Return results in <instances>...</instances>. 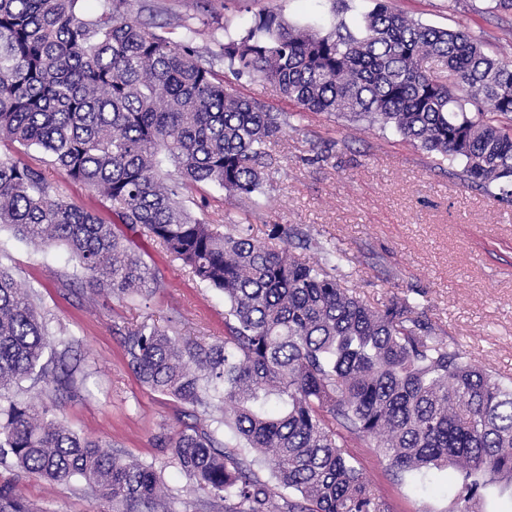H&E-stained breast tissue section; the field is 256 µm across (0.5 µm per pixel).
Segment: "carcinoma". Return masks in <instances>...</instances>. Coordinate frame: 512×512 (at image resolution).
Instances as JSON below:
<instances>
[{"label":"carcinoma","instance_id":"cac0c4a2","mask_svg":"<svg viewBox=\"0 0 512 512\" xmlns=\"http://www.w3.org/2000/svg\"><path fill=\"white\" fill-rule=\"evenodd\" d=\"M0 0V140L41 149L48 163L110 204L113 220L52 194L42 169L0 159V226L68 249L73 277L117 296L143 291L146 268L116 225L156 241L224 293V342L176 345L156 325L126 329L128 364L153 390L224 415L171 442L180 469L224 512H391L350 454L374 448L396 476L453 469L447 512H478L485 489L512 487V383L469 361L403 296L371 307L334 271L343 254L312 265L275 224L268 239L238 224L194 218L185 191L209 184L262 205L277 160L266 143L287 119L216 79L215 66L278 86L302 112L395 130L457 176L512 202V59L488 55L466 28H436L373 0L356 23L346 0L320 32L279 12L219 51L193 47V18L165 26L133 18L130 0ZM430 58L445 75L430 73ZM47 321L34 296L0 270V391L38 373L56 391L66 369L42 363ZM16 466L64 484L83 480L114 512H169L157 471L103 449L35 404L0 408V451ZM265 466L275 485L256 467ZM282 504L274 505V498ZM0 512H26L0 486Z\"/></svg>","mask_w":512,"mask_h":512}]
</instances>
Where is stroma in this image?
<instances>
[{"label": "stroma", "instance_id": "1", "mask_svg": "<svg viewBox=\"0 0 512 512\" xmlns=\"http://www.w3.org/2000/svg\"><path fill=\"white\" fill-rule=\"evenodd\" d=\"M395 8L425 24L468 28L495 57L512 54V14L489 10L488 0H392ZM218 20L200 25L196 45L212 46L221 25L248 29L264 10H282L290 24L328 30L329 0H212ZM132 14L145 23L198 16L197 0H133ZM234 93L290 114V125L268 145L279 167L262 209L208 184L186 194L192 214L210 224L249 225L263 240L272 225L295 224L315 239L301 250L309 263L323 248L341 249L342 283L374 307L393 295L416 297L428 318L475 365L512 380V206L463 184L447 166L393 131L348 128L335 116L298 113L270 83L249 75L218 72ZM0 157L45 168L54 195L112 214L96 192L48 167L36 148L0 142ZM129 245L161 287L146 284L142 296L121 299L91 293L86 283L65 284L73 264L60 245L36 246L0 227V269L32 290L51 333L43 359H65L74 382L63 400L53 385L27 379L6 396L12 402L51 407L56 421L83 437L111 445L123 456L161 473L170 512H224L223 501L198 490L174 462L169 444L185 426L205 425L218 408L180 402L142 382L127 362L124 328L147 322L163 327L174 342L224 338V294L205 287L156 243L129 233ZM349 451L367 471L393 512H445L453 476H394L374 449L350 441ZM0 484L10 485L29 512H112V502L85 482L52 485L0 459Z\"/></svg>", "mask_w": 512, "mask_h": 512}]
</instances>
